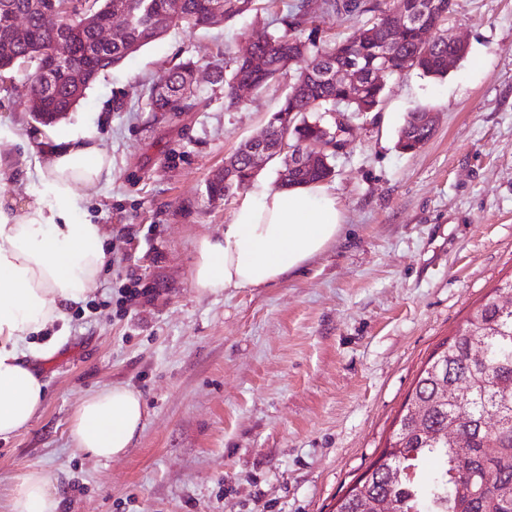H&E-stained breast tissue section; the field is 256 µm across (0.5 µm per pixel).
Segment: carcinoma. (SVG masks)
<instances>
[{
	"label": "carcinoma",
	"instance_id": "obj_1",
	"mask_svg": "<svg viewBox=\"0 0 512 512\" xmlns=\"http://www.w3.org/2000/svg\"><path fill=\"white\" fill-rule=\"evenodd\" d=\"M43 0H0V72L21 66L38 76L30 84L28 111L39 123H53L74 111L85 92L104 71L149 45L172 27L205 29L245 10L252 0H183L182 14L169 17L166 0H56L66 15L88 19L77 34L72 73L81 85L54 67L50 49L56 33L41 25ZM322 12L363 15L379 11L373 0H323ZM123 14V23L112 37V48L98 45L96 28L111 14ZM306 2L283 19V29L254 47L263 59L260 69L237 56L214 69L213 82L224 85L228 106L236 105L235 85L243 80L257 91L288 75L289 91L280 107L295 112L292 125L276 127L272 120L256 138L273 143L286 140L294 146L319 135L318 125H327L328 112L344 103L347 122L382 104L386 86H371L364 98L346 101L344 90L327 82L330 66L356 63L368 68L374 61V46L357 43L354 37L335 43L317 41L315 30L302 37L307 23ZM395 71L412 60L423 74L444 78L448 54L453 47L441 35L423 48L412 32L393 35ZM195 78V62L189 60L172 70L167 78L148 89L147 111L175 115L194 112L203 106ZM418 107L408 113L399 129L397 147L416 152L429 141L431 132L421 124ZM328 164L318 169L299 167L292 172L295 184L324 181L334 174ZM254 180L249 162L241 151L225 160V167L208 180V200L220 201L248 187ZM512 291V279L493 290L466 319L450 341L427 363L405 403L397 428L384 450L339 501L336 512H512V308L497 302L500 292ZM484 344L487 362L470 359L474 342ZM497 427H486L488 416ZM437 461L431 477L420 476V465Z\"/></svg>",
	"mask_w": 512,
	"mask_h": 512
}]
</instances>
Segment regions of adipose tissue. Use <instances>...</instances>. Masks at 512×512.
<instances>
[{"label": "adipose tissue", "instance_id": "adipose-tissue-1", "mask_svg": "<svg viewBox=\"0 0 512 512\" xmlns=\"http://www.w3.org/2000/svg\"><path fill=\"white\" fill-rule=\"evenodd\" d=\"M16 151L0 152V178H38L43 191L0 198V436L24 429L45 399L39 370L68 338L56 331L70 307L98 286L108 261L103 225L73 219L79 195H96L112 178V156L97 133L39 124ZM345 216L321 184L271 189L255 184L220 236L194 248L192 283L203 295L278 282L324 251ZM145 406L127 385L87 395L70 421L76 447L109 461L123 455L142 428ZM49 475L29 467L16 480L10 512H59Z\"/></svg>", "mask_w": 512, "mask_h": 512}]
</instances>
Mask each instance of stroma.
<instances>
[{
    "label": "stroma",
    "mask_w": 512,
    "mask_h": 512,
    "mask_svg": "<svg viewBox=\"0 0 512 512\" xmlns=\"http://www.w3.org/2000/svg\"><path fill=\"white\" fill-rule=\"evenodd\" d=\"M297 0H254L207 29H171L87 90L67 125L96 130L112 181L79 219L111 233L112 261L68 315L69 341L41 369V409L0 438V512L27 467L56 480L61 512H335L380 456L420 370L512 277V0H455L446 27L468 46L442 79L413 69L355 119L326 181L346 223L324 252L265 288L199 294L195 242L223 234L240 196L205 184L255 135L280 82L226 108L211 72L246 39L272 33ZM194 58L206 108L169 120L145 85ZM27 72L0 75L16 135ZM435 114L419 151L397 147L416 106ZM148 297L119 311L127 251ZM138 390L147 416L126 453L75 447L70 418L90 392Z\"/></svg>",
    "instance_id": "1"
}]
</instances>
